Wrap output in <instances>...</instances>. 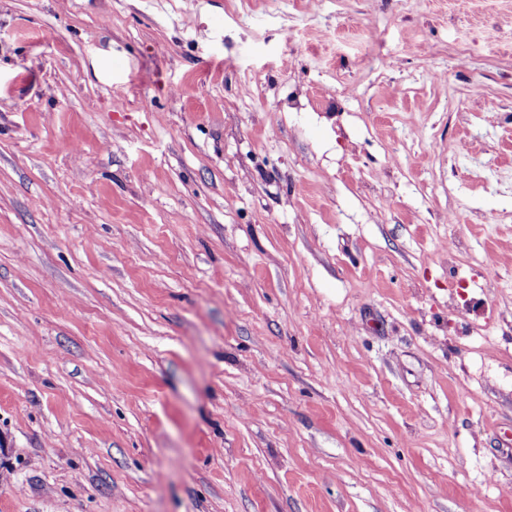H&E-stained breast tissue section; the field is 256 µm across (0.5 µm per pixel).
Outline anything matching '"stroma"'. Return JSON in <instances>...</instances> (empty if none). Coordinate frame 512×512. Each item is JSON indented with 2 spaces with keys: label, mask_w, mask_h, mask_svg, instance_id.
I'll return each instance as SVG.
<instances>
[{
  "label": "stroma",
  "mask_w": 512,
  "mask_h": 512,
  "mask_svg": "<svg viewBox=\"0 0 512 512\" xmlns=\"http://www.w3.org/2000/svg\"><path fill=\"white\" fill-rule=\"evenodd\" d=\"M0 512H512V0H0Z\"/></svg>",
  "instance_id": "1"
}]
</instances>
